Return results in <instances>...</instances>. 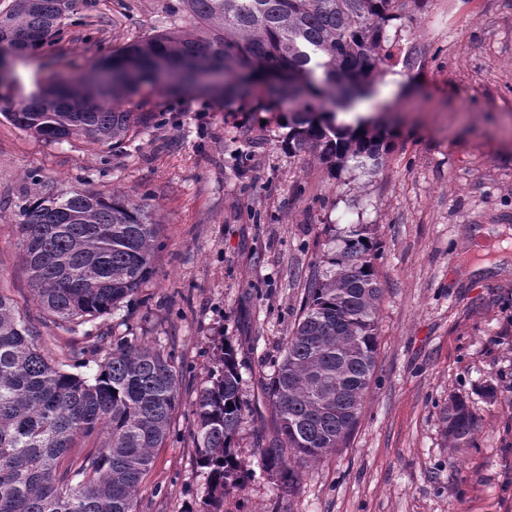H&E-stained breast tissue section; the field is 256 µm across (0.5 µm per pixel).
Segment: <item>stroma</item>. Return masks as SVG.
Returning <instances> with one entry per match:
<instances>
[{
	"label": "stroma",
	"instance_id": "obj_1",
	"mask_svg": "<svg viewBox=\"0 0 512 512\" xmlns=\"http://www.w3.org/2000/svg\"><path fill=\"white\" fill-rule=\"evenodd\" d=\"M171 2L77 0L81 26L14 62L17 91L88 80L113 50L168 26ZM412 15L396 39L420 67H392L398 82L361 106L387 131L374 173L291 155L284 113L193 91L134 97L130 109L153 119L113 153L0 120V292L67 372L96 371L91 337L129 333L183 371L136 512H198L192 409L227 342L249 406L237 453L255 478L224 512H512V0H425ZM32 170L148 196L162 247L130 308L61 326L34 303L15 227ZM354 224L379 245L376 369L347 446L285 491L260 470L273 435L264 386L315 264ZM456 398L478 425L459 448L442 420Z\"/></svg>",
	"mask_w": 512,
	"mask_h": 512
}]
</instances>
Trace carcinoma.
Here are the masks:
<instances>
[{
    "instance_id": "cac0c4a2",
    "label": "carcinoma",
    "mask_w": 512,
    "mask_h": 512,
    "mask_svg": "<svg viewBox=\"0 0 512 512\" xmlns=\"http://www.w3.org/2000/svg\"><path fill=\"white\" fill-rule=\"evenodd\" d=\"M421 0H178L180 22L112 52V87L26 98L0 92V115L46 143L80 137L121 148L144 125L122 100L157 84L158 60L182 90L245 97L263 83L271 100L296 103L288 113V150L314 152L339 170L351 161L380 168L384 134L336 112L355 89L373 84L396 56L387 28ZM76 0H11L0 9V47L24 56L75 24ZM33 198L16 204L22 260L34 299L65 322L108 314L136 296L160 247V223L148 198L73 186L38 173L25 176ZM377 250L364 224L350 226L323 256L302 311L286 337L265 397L275 437L258 447L262 467L285 489L297 463L317 462L346 446L376 368L382 289ZM106 353L91 377L68 373L41 349L37 334L0 292V512H135L154 450L170 435L178 401L174 357L137 336L100 337ZM234 347L215 360L210 385L193 405L198 464L205 470L204 512H222L224 495L245 487L235 452L248 406L240 394ZM452 446L468 442L476 421L454 400L443 413ZM93 439L97 449L72 456Z\"/></svg>"
}]
</instances>
